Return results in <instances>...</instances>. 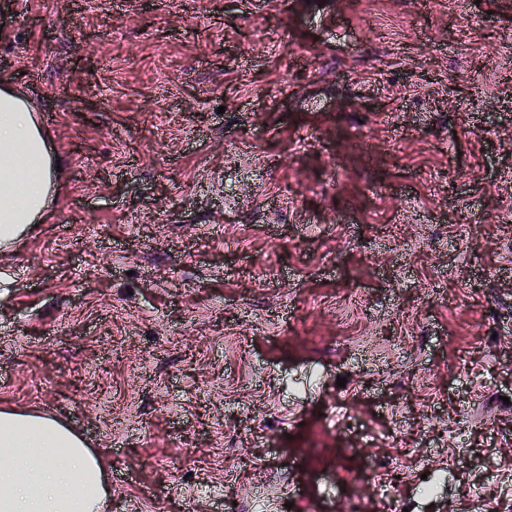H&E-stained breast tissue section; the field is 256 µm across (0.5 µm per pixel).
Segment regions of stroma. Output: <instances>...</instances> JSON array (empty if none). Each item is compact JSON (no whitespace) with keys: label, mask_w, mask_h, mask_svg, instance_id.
Masks as SVG:
<instances>
[{"label":"stroma","mask_w":512,"mask_h":512,"mask_svg":"<svg viewBox=\"0 0 512 512\" xmlns=\"http://www.w3.org/2000/svg\"><path fill=\"white\" fill-rule=\"evenodd\" d=\"M509 42L512 0H0L61 166L0 407L98 451L104 512H390L395 453L415 512L512 498V414L462 416L512 398Z\"/></svg>","instance_id":"stroma-1"}]
</instances>
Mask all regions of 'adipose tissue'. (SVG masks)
Here are the masks:
<instances>
[{"label": "adipose tissue", "mask_w": 512, "mask_h": 512, "mask_svg": "<svg viewBox=\"0 0 512 512\" xmlns=\"http://www.w3.org/2000/svg\"><path fill=\"white\" fill-rule=\"evenodd\" d=\"M55 156L34 107L0 83V250L37 223L52 199ZM0 512H103L99 456L56 417L0 410Z\"/></svg>", "instance_id": "adipose-tissue-1"}]
</instances>
